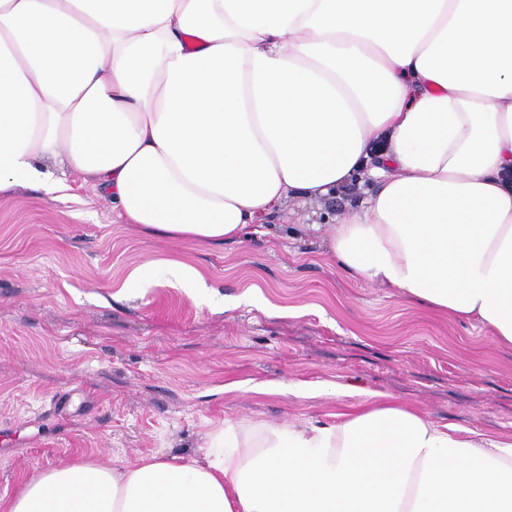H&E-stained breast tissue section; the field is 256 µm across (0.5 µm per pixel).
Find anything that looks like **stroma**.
Here are the masks:
<instances>
[{"mask_svg":"<svg viewBox=\"0 0 512 512\" xmlns=\"http://www.w3.org/2000/svg\"><path fill=\"white\" fill-rule=\"evenodd\" d=\"M65 183L0 195V502L78 458L202 460L228 421L333 424L365 391L512 441V347L327 254L320 225L370 182L288 197L266 232L220 246L148 235L106 191Z\"/></svg>","mask_w":512,"mask_h":512,"instance_id":"1","label":"stroma"}]
</instances>
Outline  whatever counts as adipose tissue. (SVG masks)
I'll return each instance as SVG.
<instances>
[{"mask_svg":"<svg viewBox=\"0 0 512 512\" xmlns=\"http://www.w3.org/2000/svg\"><path fill=\"white\" fill-rule=\"evenodd\" d=\"M367 172L330 254L512 347V0H0V193L75 173L220 245ZM5 512H512V442L370 398L225 423L202 463L78 459Z\"/></svg>","mask_w":512,"mask_h":512,"instance_id":"obj_1","label":"adipose tissue"}]
</instances>
